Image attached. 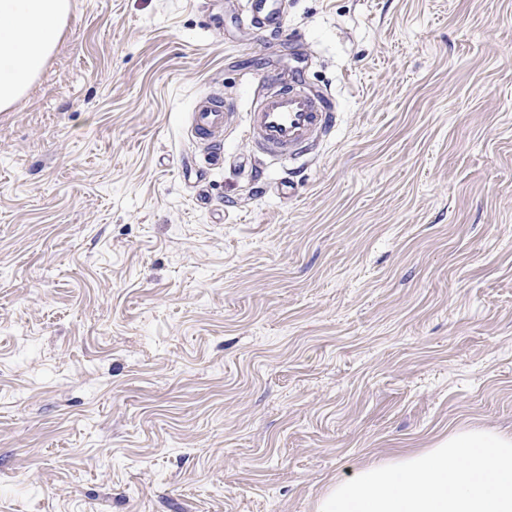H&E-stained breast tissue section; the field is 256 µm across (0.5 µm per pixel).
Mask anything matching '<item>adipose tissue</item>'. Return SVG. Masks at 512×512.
<instances>
[{
	"instance_id": "1",
	"label": "adipose tissue",
	"mask_w": 512,
	"mask_h": 512,
	"mask_svg": "<svg viewBox=\"0 0 512 512\" xmlns=\"http://www.w3.org/2000/svg\"><path fill=\"white\" fill-rule=\"evenodd\" d=\"M71 0H0V112L24 98L53 55Z\"/></svg>"
}]
</instances>
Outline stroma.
<instances>
[{
	"mask_svg": "<svg viewBox=\"0 0 512 512\" xmlns=\"http://www.w3.org/2000/svg\"><path fill=\"white\" fill-rule=\"evenodd\" d=\"M282 9L271 41L241 0H72L0 112V512H316L512 432V0ZM269 74L332 95L289 164L246 132ZM233 106L227 98L210 95L198 100L191 114L192 132L205 145L204 159L209 166H224V150L213 147L224 140V123L234 116L225 111Z\"/></svg>",
	"mask_w": 512,
	"mask_h": 512,
	"instance_id": "35a3bbf8",
	"label": "stroma"
}]
</instances>
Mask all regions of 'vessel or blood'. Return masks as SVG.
Returning <instances> with one entry per match:
<instances>
[{"label":"vessel or blood","mask_w":512,"mask_h":512,"mask_svg":"<svg viewBox=\"0 0 512 512\" xmlns=\"http://www.w3.org/2000/svg\"><path fill=\"white\" fill-rule=\"evenodd\" d=\"M246 7L250 28L262 35L281 32L283 13L277 0H247ZM231 106V100L210 95L198 100L191 114L192 132L206 147L204 159L208 165L224 164L219 144L224 139ZM332 119L328 93L299 82L284 86L270 77L262 83L247 114L248 136L256 153L291 160L318 141L329 130Z\"/></svg>","instance_id":"b4317fda"}]
</instances>
